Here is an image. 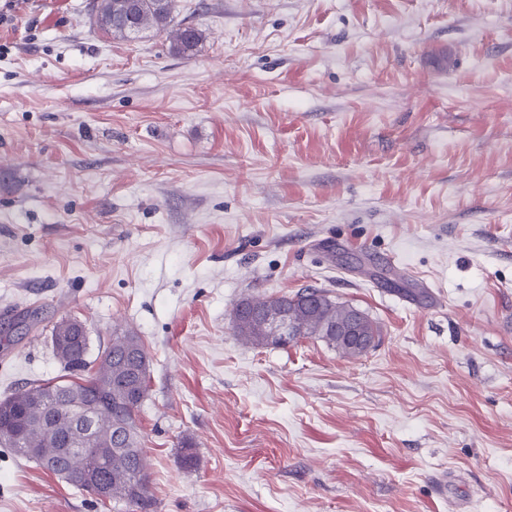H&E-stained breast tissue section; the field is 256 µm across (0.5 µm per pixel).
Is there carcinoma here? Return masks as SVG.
<instances>
[{
    "instance_id": "cac0c4a2",
    "label": "carcinoma",
    "mask_w": 512,
    "mask_h": 512,
    "mask_svg": "<svg viewBox=\"0 0 512 512\" xmlns=\"http://www.w3.org/2000/svg\"><path fill=\"white\" fill-rule=\"evenodd\" d=\"M100 29L124 35L149 30L175 35L173 49L190 57L201 39L192 27L171 28L176 0H93ZM284 307L296 324L295 338L317 337L347 357L361 352L337 341L331 332L345 320L352 305L338 302L319 288L293 295L241 299L232 312L236 335L257 346H288L270 335L264 322L243 310ZM52 336H73L72 349L59 361L72 376L37 381L0 401V446L35 462L42 469L85 489L90 466L98 464L109 499L125 503L133 512H153L151 474L139 439L137 411L148 395L150 357L141 337L132 332L114 336L90 361L89 336L65 319ZM93 370L77 381L73 376ZM97 402L99 425L91 432L78 427L82 408Z\"/></svg>"
}]
</instances>
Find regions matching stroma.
Here are the masks:
<instances>
[{"mask_svg":"<svg viewBox=\"0 0 512 512\" xmlns=\"http://www.w3.org/2000/svg\"><path fill=\"white\" fill-rule=\"evenodd\" d=\"M92 5L0 0V399L131 331L157 512H512V0ZM309 285L379 346L235 335ZM0 512L130 509L0 446ZM176 0H98L93 1L100 29L107 34H135L146 30L156 35L173 33ZM127 3H132L131 5ZM134 34V35H135ZM201 39L200 33L192 27H183L176 30L173 49L183 55L190 57L194 54Z\"/></svg>","mask_w":512,"mask_h":512,"instance_id":"35a3bbf8","label":"stroma"}]
</instances>
